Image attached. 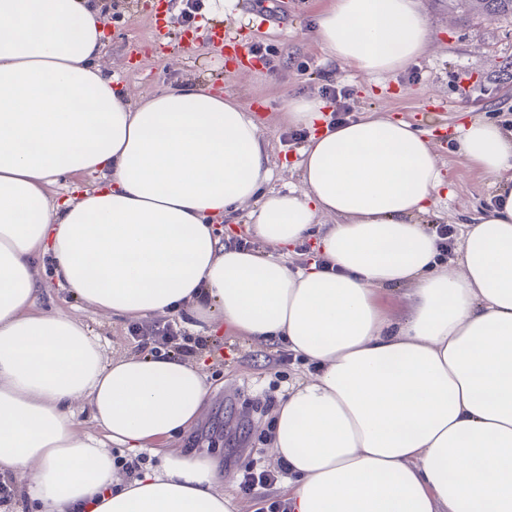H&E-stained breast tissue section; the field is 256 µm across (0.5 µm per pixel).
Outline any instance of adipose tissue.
<instances>
[{
	"mask_svg": "<svg viewBox=\"0 0 512 512\" xmlns=\"http://www.w3.org/2000/svg\"><path fill=\"white\" fill-rule=\"evenodd\" d=\"M91 0H0V472L37 512H240L217 458L158 453L123 478L111 446L183 437L204 413L201 370L169 353L113 358L79 321L41 312L40 260L93 311L280 341L312 364L274 418L288 512H512V133L466 121L459 154L492 179L457 267L420 221L444 184L429 140L381 116L317 128L300 189L272 177L234 96L184 83L133 97L103 67ZM327 54L363 77L422 57L421 0H328ZM99 185L56 200L65 175ZM250 206L272 253L230 249L215 221ZM316 237L328 268H292ZM399 294L398 310L385 297ZM99 429L76 427V405Z\"/></svg>",
	"mask_w": 512,
	"mask_h": 512,
	"instance_id": "1",
	"label": "adipose tissue"
}]
</instances>
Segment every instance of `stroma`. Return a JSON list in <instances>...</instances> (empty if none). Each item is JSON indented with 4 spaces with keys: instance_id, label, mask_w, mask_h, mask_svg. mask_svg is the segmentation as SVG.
Here are the masks:
<instances>
[{
    "instance_id": "stroma-1",
    "label": "stroma",
    "mask_w": 512,
    "mask_h": 512,
    "mask_svg": "<svg viewBox=\"0 0 512 512\" xmlns=\"http://www.w3.org/2000/svg\"><path fill=\"white\" fill-rule=\"evenodd\" d=\"M122 14L110 17L102 62L133 95L194 81L231 92L243 106L260 112V133L271 160L265 191L300 184L301 152L307 138H293L283 117L287 96L322 95L325 86L349 89L351 117L379 112L405 120L425 132L444 173V192L426 216L429 225L462 229L492 199V186L457 151L466 115L478 116L512 131V14L487 17L467 13L458 0H423L432 29L426 54L388 78L370 80L344 70L323 51L314 28L323 0H207L206 15L246 47L267 48L276 71L256 61L250 70L231 73L224 48L200 38L183 42V30L169 29L167 49L145 53L152 38L148 20L153 0H120ZM39 308L70 316L98 336L107 354H135L129 321L95 313L61 286L52 272L42 274ZM209 346L196 359L211 382L210 403L193 432L178 447L224 459L226 484L241 512H265L282 500L280 485L239 493V468L253 449L274 466L267 438L278 400L289 386L308 378V367L283 360L277 342L258 343L232 330L208 334Z\"/></svg>"
}]
</instances>
